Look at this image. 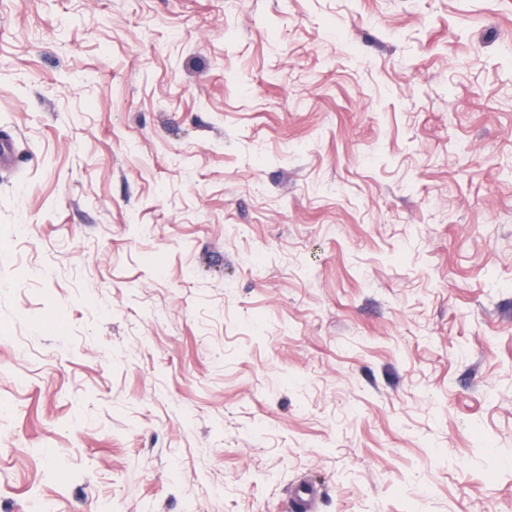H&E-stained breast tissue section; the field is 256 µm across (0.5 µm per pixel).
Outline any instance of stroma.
I'll return each instance as SVG.
<instances>
[{
  "label": "stroma",
  "instance_id": "obj_1",
  "mask_svg": "<svg viewBox=\"0 0 512 512\" xmlns=\"http://www.w3.org/2000/svg\"><path fill=\"white\" fill-rule=\"evenodd\" d=\"M0 512H512V0H0ZM317 487L311 483H302L290 494L292 512H316L315 501Z\"/></svg>",
  "mask_w": 512,
  "mask_h": 512
}]
</instances>
